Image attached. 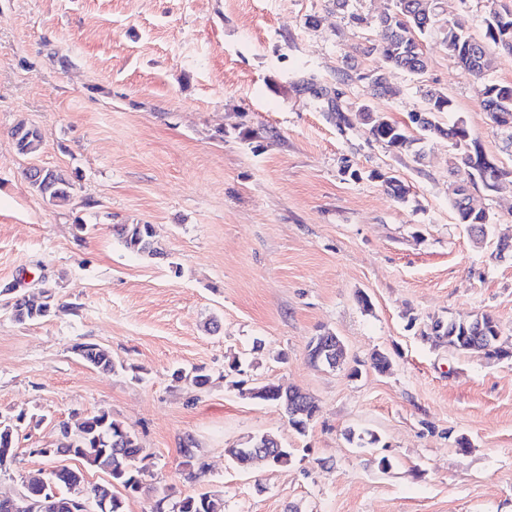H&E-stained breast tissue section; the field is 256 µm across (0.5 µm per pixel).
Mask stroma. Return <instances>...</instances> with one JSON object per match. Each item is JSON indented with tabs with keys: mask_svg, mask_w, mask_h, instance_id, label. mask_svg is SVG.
<instances>
[{
	"mask_svg": "<svg viewBox=\"0 0 512 512\" xmlns=\"http://www.w3.org/2000/svg\"><path fill=\"white\" fill-rule=\"evenodd\" d=\"M492 6L451 0L423 42L426 73L392 71L376 98L346 75L351 62L376 66L362 52L374 32L332 0H0V420L26 416L0 496L47 476L40 451L64 446L60 422L106 411L150 456L126 512L201 491L222 495L224 512H512V357L425 334L487 313L512 337V250L495 254L512 243V185H472L492 222L479 240L450 204L447 138L426 135L418 162L356 114L366 103L405 124L427 91L443 92L454 112L437 122L463 117L470 143L512 170V143L481 105L486 82L512 84V56L481 81L439 36L451 23L482 36ZM21 120L44 137L30 158L9 135ZM31 165L63 170L70 202L34 192L21 175ZM132 223L153 225L161 257L113 238ZM47 287L59 305L48 319L7 312L12 294ZM329 332L345 347L333 369L307 359ZM88 342L115 371L79 358ZM377 352L387 372L371 368ZM233 361L247 383L310 394L306 433L240 397ZM192 367L208 385L174 380ZM262 434L291 451L288 466L230 460ZM189 441L207 465L198 479Z\"/></svg>",
	"mask_w": 512,
	"mask_h": 512,
	"instance_id": "obj_1",
	"label": "stroma"
}]
</instances>
